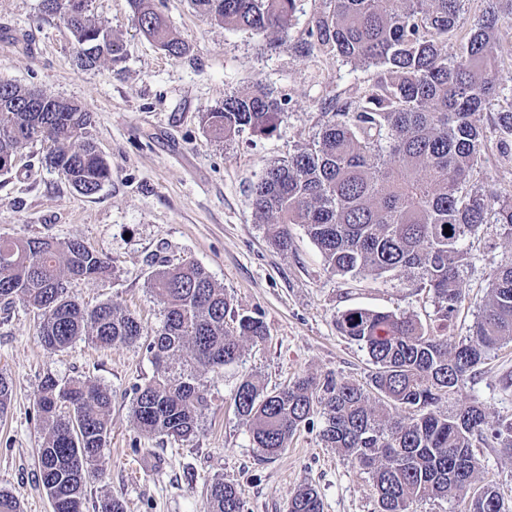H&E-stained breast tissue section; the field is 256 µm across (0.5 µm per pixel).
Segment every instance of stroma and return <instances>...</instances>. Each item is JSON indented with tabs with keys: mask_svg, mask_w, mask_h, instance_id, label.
Listing matches in <instances>:
<instances>
[{
	"mask_svg": "<svg viewBox=\"0 0 512 512\" xmlns=\"http://www.w3.org/2000/svg\"><path fill=\"white\" fill-rule=\"evenodd\" d=\"M156 5L189 44L187 57H168L148 39L129 0H92L95 17L125 43L127 57L85 71L74 62L70 33L43 14L41 0H0V77L82 102L93 116L91 135L112 168L111 180L86 197L46 166L47 143L29 145L10 172H0V237L78 239L108 257L113 275L71 281L70 295L88 307L112 302L148 332L163 319L151 275L195 261L223 286L237 312L262 318L267 339L247 345L240 362L202 373L208 407L195 436L174 440L134 427V390L154 376L145 342L102 348L80 338L48 351L37 340L35 309L19 300L0 304V375L13 385L10 407L0 416V490L14 496L23 512H51L37 468L43 434L36 412L40 384L50 376L62 384L88 379L112 392L107 464L103 474L90 477L83 512H97L105 496L122 502L125 512H202L220 478L242 488L248 512H287L306 482L319 491L324 512H378L368 474L324 447L318 429H301L284 452L267 460L233 404L234 388L246 375L270 389L307 375L366 381L373 370L366 352L336 328L344 311L407 313L424 326L435 324L431 293L403 274L334 275L297 224L291 247L277 250L250 205L249 186L263 169L319 130L323 99L370 73L296 50L312 0H300L289 40L278 47L200 17L190 0ZM256 82L290 100L277 132L266 138L245 133L226 143L212 139L202 112ZM474 119L489 139L485 187L511 191L512 146L502 147L493 113ZM466 248L461 278L467 298L448 324L452 344L469 337L491 270L512 259V240L493 223L483 225ZM474 398L489 419L512 414V344L490 352L453 403ZM474 453L485 481L499 487L512 512V459L483 444Z\"/></svg>",
	"mask_w": 512,
	"mask_h": 512,
	"instance_id": "1",
	"label": "stroma"
}]
</instances>
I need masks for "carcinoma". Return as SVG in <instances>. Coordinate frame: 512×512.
<instances>
[{
    "mask_svg": "<svg viewBox=\"0 0 512 512\" xmlns=\"http://www.w3.org/2000/svg\"><path fill=\"white\" fill-rule=\"evenodd\" d=\"M41 0L63 22L77 65L91 70L125 57L112 29L91 14V0ZM204 17L257 35L286 34L298 0H192ZM466 0H322L298 48L374 68L371 79L325 100V120L313 138L269 165L250 185L257 221L279 250L300 224L339 275L381 278L401 271L432 292L435 329L411 314L347 310L336 317L341 335L365 350L374 370L362 384L330 374L302 377L267 390L254 376L234 390L235 411L253 446L273 459L320 416L326 448L370 475L378 512H412L414 503L441 498L461 512H503L497 488L479 479L477 443L512 458V415L493 422L481 402L438 411L443 399L471 379L490 351L512 343V260L489 274L486 300L471 337L448 343V321L465 300L460 270L465 242L493 222L512 235V193L473 183L487 168L488 136L472 115L496 111V126L512 136V85L502 65L512 56L499 36L504 0H483L482 15L465 28ZM139 29L166 55L190 52L152 0H131ZM459 52L448 58L451 37ZM31 89L0 79V172L32 143L47 141L45 162L79 194L93 196L112 169L90 136L91 112L62 100L40 111ZM286 100L264 85L224 97L201 113L215 139L277 130ZM449 227L451 234L444 233ZM110 259L83 241L0 238V301L19 299L41 316L38 340L59 351L84 338L100 347L144 336L132 313L110 303L91 309L69 294L71 280L103 281ZM151 291L164 306L147 350L154 378L135 389L133 416L143 432L187 439L207 404L200 376L238 362L244 343H262L263 320L237 314L224 287L200 264L185 261L156 271ZM112 394L108 387L47 376L36 401L44 435L39 477L52 512H82L87 480L104 469ZM242 488L212 483L205 512H246ZM288 512H323L318 491L299 487Z\"/></svg>",
    "mask_w": 512,
    "mask_h": 512,
    "instance_id": "cac0c4a2",
    "label": "carcinoma"
}]
</instances>
